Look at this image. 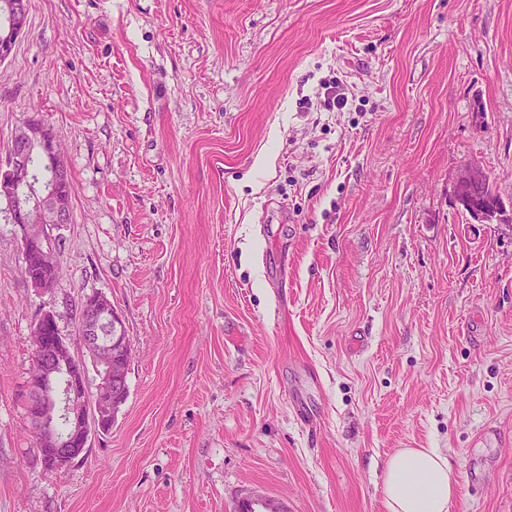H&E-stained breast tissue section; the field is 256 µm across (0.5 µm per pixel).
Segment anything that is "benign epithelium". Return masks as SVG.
Returning a JSON list of instances; mask_svg holds the SVG:
<instances>
[{
  "mask_svg": "<svg viewBox=\"0 0 512 512\" xmlns=\"http://www.w3.org/2000/svg\"><path fill=\"white\" fill-rule=\"evenodd\" d=\"M26 11V0H17L13 15L0 28V61L9 57L13 44L24 33ZM39 149L49 155L53 178L33 188L31 199L16 207L12 217L22 231L24 258L37 251L56 266L63 244L60 229L71 223V214L57 201L58 183L67 179V171L59 164L55 141L43 125H29L12 138L5 169L0 171V199L12 201L16 186L29 181L31 159ZM479 179L478 168L462 171L455 198L466 202L475 198ZM501 217L497 204L476 205L470 213V218L480 224H491ZM79 335L99 377L93 394L85 383V360L71 352L53 313H43L35 326L33 361L38 372L28 381L31 427L38 441L41 466L55 474L64 472L84 454L91 431L112 424V417L126 399L131 344L123 320L105 296L91 295L84 300Z\"/></svg>",
  "mask_w": 512,
  "mask_h": 512,
  "instance_id": "obj_1",
  "label": "benign epithelium"
}]
</instances>
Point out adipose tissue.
I'll list each match as a JSON object with an SVG mask.
<instances>
[{"instance_id": "adipose-tissue-1", "label": "adipose tissue", "mask_w": 512, "mask_h": 512, "mask_svg": "<svg viewBox=\"0 0 512 512\" xmlns=\"http://www.w3.org/2000/svg\"><path fill=\"white\" fill-rule=\"evenodd\" d=\"M457 475L438 448H405L385 462L386 512H449Z\"/></svg>"}]
</instances>
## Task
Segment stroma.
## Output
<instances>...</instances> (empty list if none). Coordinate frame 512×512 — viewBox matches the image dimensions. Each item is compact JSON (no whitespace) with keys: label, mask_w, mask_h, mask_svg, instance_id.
Returning a JSON list of instances; mask_svg holds the SVG:
<instances>
[{"label":"stroma","mask_w":512,"mask_h":512,"mask_svg":"<svg viewBox=\"0 0 512 512\" xmlns=\"http://www.w3.org/2000/svg\"><path fill=\"white\" fill-rule=\"evenodd\" d=\"M0 158L41 120L71 175L52 288L0 203V512H386L440 448L449 512H512V0H28ZM348 106L326 110L320 83ZM270 156L256 165L259 154ZM107 297L132 346L112 426L58 475L33 332ZM493 426L498 442L477 441ZM322 92L318 94L324 95V105L329 111L343 110L349 101L344 84L336 78L324 80L320 84ZM480 172L479 168H469L460 173L456 183V201L464 200L465 203H468L470 199L475 198L476 185L480 179ZM456 489L457 475L440 448H405L385 462L387 512H449Z\"/></svg>","instance_id":"obj_1"}]
</instances>
